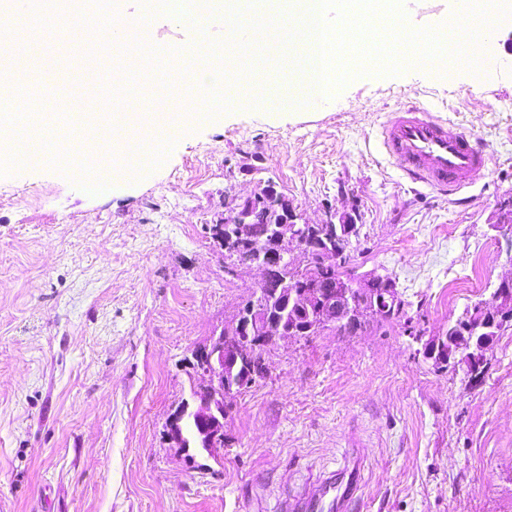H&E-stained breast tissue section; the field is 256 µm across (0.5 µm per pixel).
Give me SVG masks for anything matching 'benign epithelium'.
Wrapping results in <instances>:
<instances>
[{"label":"benign epithelium","instance_id":"benign-epithelium-1","mask_svg":"<svg viewBox=\"0 0 512 512\" xmlns=\"http://www.w3.org/2000/svg\"><path fill=\"white\" fill-rule=\"evenodd\" d=\"M64 55L69 63L93 66L108 63L107 55L98 48L68 47ZM224 223L216 226L218 238L224 248L240 256L241 262L256 267L262 274L258 288L254 289L239 318L231 328L222 331L210 344L192 353L189 365L202 382L191 386L189 398L182 401L169 416L165 439L172 448L190 455L194 448L210 458H216L224 447V418L226 398L239 393L244 385L228 371V365L241 364L252 375L262 374L257 351L280 338L296 337L295 330L282 326L281 296L288 297L293 308L306 313L312 329L320 332L334 328L340 333H352L369 318L404 320L405 333L421 344L419 352L432 364L445 366L462 360H485L493 347L483 336L469 335L470 325H448L446 336L453 345V353L443 352L441 339L425 342L417 336L412 320L398 288L386 275L375 271L359 276L349 272L346 279L328 289L309 288L295 283L285 284L280 290L266 287L268 281L288 266H299L296 252L306 258L305 267L313 264L328 266L343 259L336 249V214H327V221L311 224L302 220L288 196L273 198L265 186L242 203L225 193ZM273 225L275 245L257 243L247 234L245 225L258 220ZM376 282L385 285L384 296L371 294L370 286ZM496 322L503 327L512 326V277L503 279L491 297Z\"/></svg>","mask_w":512,"mask_h":512}]
</instances>
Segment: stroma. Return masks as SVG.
I'll list each match as a JSON object with an SVG mask.
<instances>
[{"label":"stroma","instance_id":"stroma-1","mask_svg":"<svg viewBox=\"0 0 512 512\" xmlns=\"http://www.w3.org/2000/svg\"><path fill=\"white\" fill-rule=\"evenodd\" d=\"M153 39L193 46L198 30L148 17ZM172 63L125 83L145 119L148 172L121 154L53 163L72 124L52 119V84L18 81L42 112L0 124L45 153L19 173L0 146V512H276L280 500L363 449L357 512H512V327L480 382L415 355L399 323L266 345V375L229 398L221 462L199 470L168 447L194 350L258 287L214 239L224 192L271 181L312 223L327 209L360 226L351 269L395 279L418 330L435 336L512 273L500 207L512 202V15L476 68L410 66L351 79L329 99L280 111L217 96L209 117L171 130ZM408 101L471 134L488 173L453 196L413 183L381 145ZM126 176L93 193L98 165Z\"/></svg>","mask_w":512,"mask_h":512}]
</instances>
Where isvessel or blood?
<instances>
[{
    "label": "vessel or blood",
    "mask_w": 512,
    "mask_h": 512,
    "mask_svg": "<svg viewBox=\"0 0 512 512\" xmlns=\"http://www.w3.org/2000/svg\"><path fill=\"white\" fill-rule=\"evenodd\" d=\"M5 66L28 71L32 55L11 38ZM383 144L397 167L412 181L444 195L475 183L488 171L486 154L471 135L449 131L447 124L413 103L390 114L382 126ZM361 483L359 460L332 471L309 496L289 501L285 512H348Z\"/></svg>",
    "instance_id": "vessel-or-blood-1"
}]
</instances>
